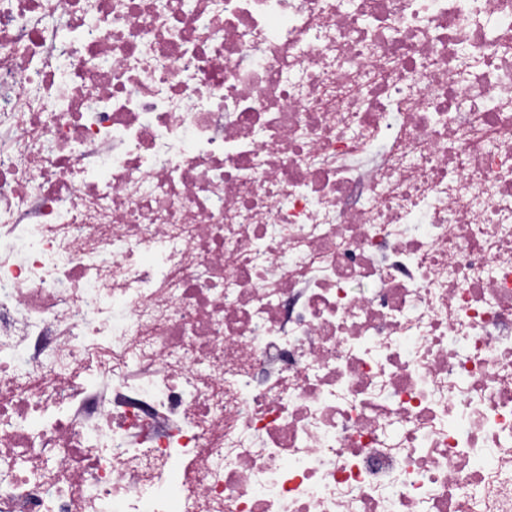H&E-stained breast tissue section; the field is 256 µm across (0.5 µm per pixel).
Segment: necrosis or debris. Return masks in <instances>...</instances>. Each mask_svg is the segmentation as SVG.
Masks as SVG:
<instances>
[{"instance_id": "necrosis-or-debris-1", "label": "necrosis or debris", "mask_w": 512, "mask_h": 512, "mask_svg": "<svg viewBox=\"0 0 512 512\" xmlns=\"http://www.w3.org/2000/svg\"><path fill=\"white\" fill-rule=\"evenodd\" d=\"M0 512H512V0H0Z\"/></svg>"}]
</instances>
